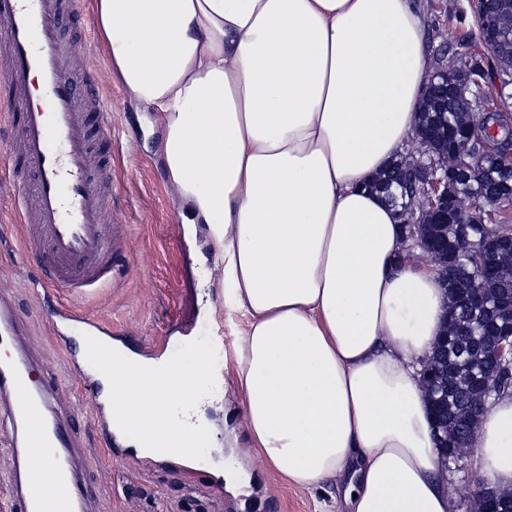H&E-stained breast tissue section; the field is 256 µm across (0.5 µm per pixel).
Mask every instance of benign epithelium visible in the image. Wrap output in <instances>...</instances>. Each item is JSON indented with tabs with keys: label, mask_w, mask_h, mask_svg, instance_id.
I'll return each mask as SVG.
<instances>
[{
	"label": "benign epithelium",
	"mask_w": 512,
	"mask_h": 512,
	"mask_svg": "<svg viewBox=\"0 0 512 512\" xmlns=\"http://www.w3.org/2000/svg\"><path fill=\"white\" fill-rule=\"evenodd\" d=\"M476 21L484 34V47L507 67L512 66V34L500 31L499 23L509 11L505 0H475ZM485 73L480 64L469 60L441 64L425 87L424 100L436 103L441 113L448 108H460L470 118L487 115L476 108L492 101L491 92L480 81ZM507 147L491 149L469 156L451 142L448 121L433 113H419L414 130L415 150L396 165L386 170L384 193L390 198H403L398 214L404 226L407 251L424 248L432 258L442 288H451L454 297L465 309L482 308L486 311L484 326L487 336H476L468 327L461 335L468 342L455 348L454 362L476 360L466 377L467 391H479L482 397L472 402L466 395L458 396L459 412L448 414V375L453 362L448 361V333L435 343L434 355L422 371V380L428 399L434 400L433 414L439 432L448 428V421L456 423L465 437L475 432V419L484 412L494 392L501 390L499 373L505 366L512 367V281L503 278L498 266L487 261V253L504 243L503 236L491 228L483 231L481 240L472 241L476 226L486 224L492 212L500 205L512 208V192H505L501 184L512 180V124L503 136ZM478 180L484 184L482 197L470 204L453 192L457 182ZM474 213L470 221L456 225L458 238L471 242L470 260L448 261V242L431 234L435 224L448 223V213ZM468 443L450 448L446 438L439 440L441 463L449 466L467 452ZM473 512H509L511 506L502 498L489 493L483 498L472 497Z\"/></svg>",
	"instance_id": "1"
}]
</instances>
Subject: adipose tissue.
<instances>
[{
    "label": "adipose tissue",
    "instance_id": "ef3b65f1",
    "mask_svg": "<svg viewBox=\"0 0 512 512\" xmlns=\"http://www.w3.org/2000/svg\"><path fill=\"white\" fill-rule=\"evenodd\" d=\"M124 85L160 114L183 224H205L253 448L338 512H452L421 371L448 300L371 185L428 80L415 0H94ZM512 488V392L470 438Z\"/></svg>",
    "mask_w": 512,
    "mask_h": 512
}]
</instances>
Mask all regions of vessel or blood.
<instances>
[{
	"instance_id": "obj_1",
	"label": "vessel or blood",
	"mask_w": 512,
	"mask_h": 512,
	"mask_svg": "<svg viewBox=\"0 0 512 512\" xmlns=\"http://www.w3.org/2000/svg\"><path fill=\"white\" fill-rule=\"evenodd\" d=\"M86 24L77 0H0V37L13 52L0 64V120L11 138L5 157L22 173L14 200L24 240L40 258L43 280L73 295H89L112 282L116 236L100 214L111 168L112 142L90 103L99 98L93 75L74 80L63 67L67 29ZM38 74L48 94L33 104L29 78ZM57 336L70 345L66 361L83 379L94 421L110 402L100 375L86 359L85 336L106 333L71 305L54 310ZM31 332L13 296L0 293V420L8 428L0 470L7 475L9 512H97L87 490L83 448L61 414V398L47 383L30 345Z\"/></svg>"
}]
</instances>
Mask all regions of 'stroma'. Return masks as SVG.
<instances>
[{
	"instance_id": "35a3bbf8",
	"label": "stroma",
	"mask_w": 512,
	"mask_h": 512,
	"mask_svg": "<svg viewBox=\"0 0 512 512\" xmlns=\"http://www.w3.org/2000/svg\"><path fill=\"white\" fill-rule=\"evenodd\" d=\"M89 39L71 43L69 62L95 73L112 127V203L100 216L108 227H123L110 286L79 297L88 313L115 338L158 346L171 337L175 320L195 323L197 331L224 338V380L218 401L205 409L217 441L209 465L233 477L216 496L204 479L135 456L116 457L89 419L81 415L85 393L77 374L65 368V349L48 325L55 306L71 295L56 288L37 297L31 284L40 273L33 254L22 247L23 226L13 220L17 189L13 170L0 162V290H14L35 339L76 411L80 439L88 449L90 481L101 497V512H336L335 484L310 490L283 477L252 448L244 418V398L235 363L234 341L245 321L224 306V279L204 236L180 222L183 201L163 168V132L157 113L126 88L102 41L93 0H81ZM430 65L438 61H481L488 87L502 110L512 113V78L480 46L470 0H421Z\"/></svg>"
}]
</instances>
